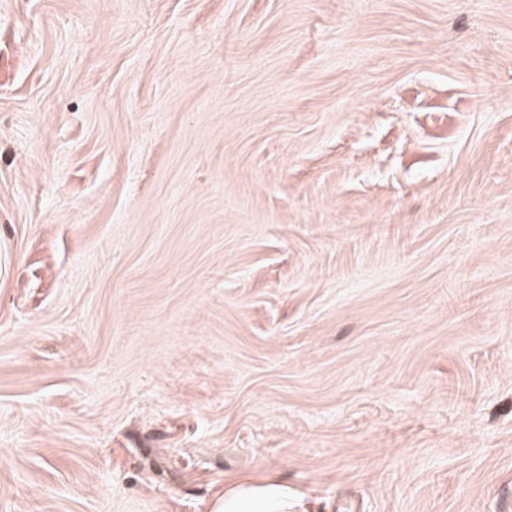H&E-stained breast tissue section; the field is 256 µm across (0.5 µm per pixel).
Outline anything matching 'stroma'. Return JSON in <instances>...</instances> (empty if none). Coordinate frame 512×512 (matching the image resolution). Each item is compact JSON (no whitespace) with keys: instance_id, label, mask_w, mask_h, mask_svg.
<instances>
[{"instance_id":"obj_1","label":"stroma","mask_w":512,"mask_h":512,"mask_svg":"<svg viewBox=\"0 0 512 512\" xmlns=\"http://www.w3.org/2000/svg\"><path fill=\"white\" fill-rule=\"evenodd\" d=\"M512 512V0H0V512ZM251 504L255 512H262V504L278 510L288 509V492L282 487L266 486L260 489H246L238 486L216 494L213 512H240L243 506Z\"/></svg>"}]
</instances>
